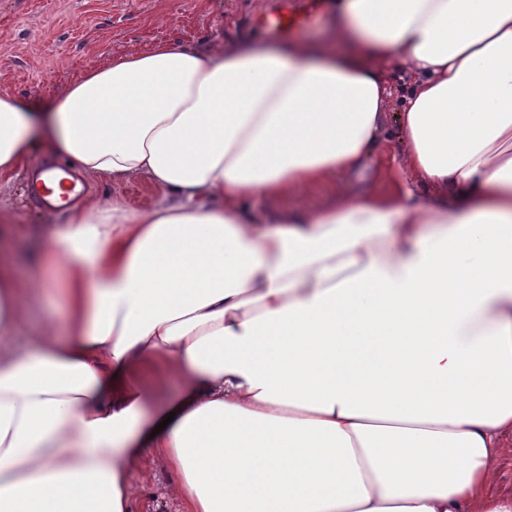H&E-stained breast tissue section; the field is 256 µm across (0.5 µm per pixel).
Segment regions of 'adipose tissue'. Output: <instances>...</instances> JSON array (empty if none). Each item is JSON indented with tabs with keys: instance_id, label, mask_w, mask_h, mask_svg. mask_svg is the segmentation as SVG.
Returning a JSON list of instances; mask_svg holds the SVG:
<instances>
[{
	"instance_id": "ef3b65f1",
	"label": "adipose tissue",
	"mask_w": 512,
	"mask_h": 512,
	"mask_svg": "<svg viewBox=\"0 0 512 512\" xmlns=\"http://www.w3.org/2000/svg\"><path fill=\"white\" fill-rule=\"evenodd\" d=\"M331 7L325 42L162 41L47 111L0 96V174L45 145L89 182L161 191L37 230L0 212V512H132L149 456L182 512L479 497L512 427V0ZM395 97L428 199L244 208L357 173ZM52 297L62 321L22 340Z\"/></svg>"
}]
</instances>
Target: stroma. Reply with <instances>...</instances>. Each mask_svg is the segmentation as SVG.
<instances>
[{"mask_svg": "<svg viewBox=\"0 0 512 512\" xmlns=\"http://www.w3.org/2000/svg\"><path fill=\"white\" fill-rule=\"evenodd\" d=\"M282 0H0V95L41 101L61 96L85 71L114 57L145 52L159 41L207 44L227 32L250 29L261 36L258 16ZM398 104H390L387 123L362 170L316 187L297 186L281 208H319L339 194H385L400 180L421 199L428 189L403 164ZM98 199H118L144 209L159 195L141 180L93 188ZM171 462L153 457L139 465L130 485L134 512H180L173 495ZM488 497L512 496V429L502 438L489 465Z\"/></svg>", "mask_w": 512, "mask_h": 512, "instance_id": "stroma-1", "label": "stroma"}]
</instances>
